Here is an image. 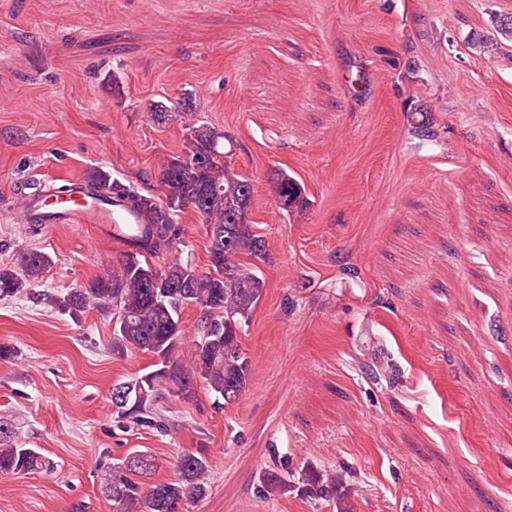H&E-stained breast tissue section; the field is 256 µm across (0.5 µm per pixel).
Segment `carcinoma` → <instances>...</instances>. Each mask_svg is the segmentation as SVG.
I'll list each match as a JSON object with an SVG mask.
<instances>
[{
  "label": "carcinoma",
  "mask_w": 512,
  "mask_h": 512,
  "mask_svg": "<svg viewBox=\"0 0 512 512\" xmlns=\"http://www.w3.org/2000/svg\"><path fill=\"white\" fill-rule=\"evenodd\" d=\"M224 140V131L207 123L189 127L183 155L169 159L163 168V200L144 195L101 170L91 179L98 198L125 202L139 213L141 236L118 267L54 301L74 315L90 306L115 310L119 327L112 349L121 353L137 349L158 359L154 370L137 377L142 383L137 406L119 403L116 393L122 384L112 387V406L121 419L163 428L158 420L160 402L170 394L191 398L196 379L226 403L235 402L246 391L249 364L237 333L255 310L264 281L239 258L246 255L262 261L267 246L248 223L252 184L231 168ZM273 191L285 210L305 203L300 184L285 171L276 174ZM186 208L199 215L205 232H213L205 272L177 259L164 266L153 263L181 245V236L173 230L181 229L178 213ZM50 264L47 254L30 250L20 255L17 266L0 267V299L23 291L35 300L45 297L35 287ZM188 306L200 307L203 315L200 336L192 343L191 363L185 365L181 315ZM144 459L141 466L122 461L104 467L102 489L112 501V512H179L185 502L208 493L210 465L201 453L182 454L176 478L155 484L146 493L133 475L146 474L157 463L150 455ZM54 466L39 449L17 443L11 426L0 421L1 475L48 471ZM335 488L336 477H319L309 492L328 498Z\"/></svg>",
  "instance_id": "carcinoma-1"
}]
</instances>
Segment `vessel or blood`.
<instances>
[{"label": "vessel or blood", "instance_id": "b4317fda", "mask_svg": "<svg viewBox=\"0 0 512 512\" xmlns=\"http://www.w3.org/2000/svg\"><path fill=\"white\" fill-rule=\"evenodd\" d=\"M20 217L25 223L92 224L102 238L127 249L133 243L130 226L138 221L137 215L122 204H101L94 196L81 190L54 200L49 198L46 191L35 190L27 194Z\"/></svg>", "mask_w": 512, "mask_h": 512}]
</instances>
